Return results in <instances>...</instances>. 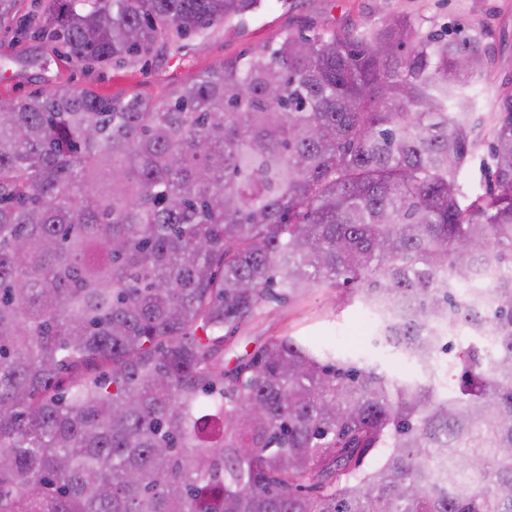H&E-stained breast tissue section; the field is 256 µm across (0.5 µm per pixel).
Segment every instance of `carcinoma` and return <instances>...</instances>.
<instances>
[{"label":"carcinoma","mask_w":512,"mask_h":512,"mask_svg":"<svg viewBox=\"0 0 512 512\" xmlns=\"http://www.w3.org/2000/svg\"><path fill=\"white\" fill-rule=\"evenodd\" d=\"M261 4L0 0V26L121 66ZM487 53L397 15L153 103L1 106L0 512H512V91L475 115ZM350 283L408 306L376 345L418 376L289 334L224 369L266 299ZM450 446L467 482L438 489ZM487 147H483L474 161L462 173V182L468 197L483 193L486 189L484 168L480 166L482 158L487 159Z\"/></svg>","instance_id":"cac0c4a2"}]
</instances>
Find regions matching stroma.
Instances as JSON below:
<instances>
[{"label":"stroma","mask_w":512,"mask_h":512,"mask_svg":"<svg viewBox=\"0 0 512 512\" xmlns=\"http://www.w3.org/2000/svg\"><path fill=\"white\" fill-rule=\"evenodd\" d=\"M413 18L420 34L462 37L473 22L484 25L493 51L492 76L472 83L478 112L490 111L496 92L512 88V0H264L245 21L211 27L204 36L182 42L163 56H148L135 67L87 68L65 60L52 43L15 38L0 30V99L20 101L30 93L68 86L100 95H137L158 100L224 61L251 53L282 33L312 36L377 27L391 15ZM347 289L317 291L300 304L273 299L224 346V366L252 351L268 337L292 332L305 343L363 357L388 369L405 365L400 355L373 343L380 325L360 303H347Z\"/></svg>","instance_id":"obj_1"}]
</instances>
